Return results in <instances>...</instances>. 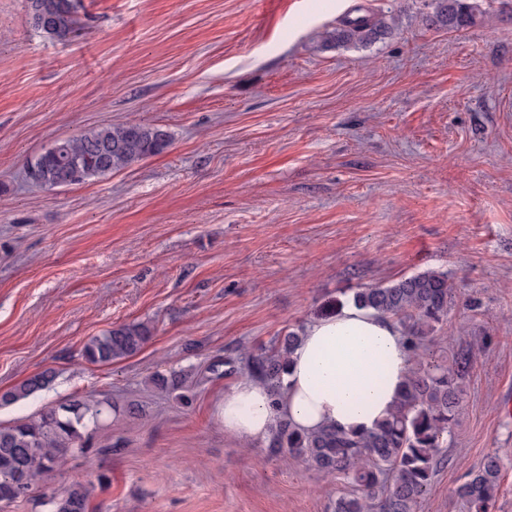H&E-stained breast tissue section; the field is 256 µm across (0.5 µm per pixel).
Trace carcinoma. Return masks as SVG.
<instances>
[{"instance_id": "obj_1", "label": "carcinoma", "mask_w": 512, "mask_h": 512, "mask_svg": "<svg viewBox=\"0 0 512 512\" xmlns=\"http://www.w3.org/2000/svg\"><path fill=\"white\" fill-rule=\"evenodd\" d=\"M56 5L51 26L32 23L43 36L63 39L79 26L77 11L68 0H48ZM483 15L482 0H436L431 23L457 31L472 27ZM384 21L370 16L348 18L327 32L326 41L366 46L385 35ZM170 144L166 131L135 122L87 130L60 139L39 155L28 169L38 168L39 179L61 180L73 161L84 171L81 182L124 170L143 159L163 153ZM29 176L30 180L37 179ZM452 284L448 273L429 270L401 277L385 285L361 288L352 299L358 304L396 319L405 329L413 349L433 341L448 320ZM152 336L145 323H129L90 337L82 355L91 364L107 365L138 353ZM300 336L290 331L278 344L249 355L243 369L249 377L278 394L283 388L289 357ZM471 371V349L453 356L451 365L412 371L397 407L374 430L346 433L336 429L305 433L281 422L269 444V454H288L316 471L342 478L347 490L330 504L331 512H417L420 501L444 464L439 448L456 419L464 384ZM50 370L36 374L0 394V405H10L49 387ZM154 385L184 407L195 394L179 371L159 375ZM71 413L55 407L25 422L0 427V500H18L14 486L30 491L48 483L66 457L86 454L96 431L112 418L107 398H72ZM502 461L487 457L455 490L466 512H492L498 498ZM40 505L49 512H89V490L73 484L58 493L43 495Z\"/></svg>"}]
</instances>
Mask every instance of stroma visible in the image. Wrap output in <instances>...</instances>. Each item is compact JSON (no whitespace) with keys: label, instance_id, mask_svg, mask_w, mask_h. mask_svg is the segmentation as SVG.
Segmentation results:
<instances>
[{"label":"stroma","instance_id":"35a3bbf8","mask_svg":"<svg viewBox=\"0 0 512 512\" xmlns=\"http://www.w3.org/2000/svg\"><path fill=\"white\" fill-rule=\"evenodd\" d=\"M470 28L432 25L433 0H80L50 40L27 0H0V425L65 400L118 409L55 487L90 485V512H327L344 488L225 433L245 380L218 358L270 348L361 288L448 272L442 336L414 364L481 348L419 512L504 462L492 512H512V0ZM390 32L336 47L351 11ZM140 122L168 149L53 190L27 176L56 140ZM142 322L137 354L88 363V338ZM181 370L185 407L153 378ZM35 2H50L56 5L55 18L51 26H42L33 21L32 27L43 36L51 39H63L74 33L79 26V16L76 7L69 6L70 0H31ZM54 379V373L50 370L36 374L12 390L0 394V405H10L26 399L49 387Z\"/></svg>","mask_w":512,"mask_h":512}]
</instances>
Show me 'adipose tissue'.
Wrapping results in <instances>:
<instances>
[{"mask_svg": "<svg viewBox=\"0 0 512 512\" xmlns=\"http://www.w3.org/2000/svg\"><path fill=\"white\" fill-rule=\"evenodd\" d=\"M411 371L401 326L350 301L306 325L280 395L254 380L225 394L224 430L247 445L270 440L284 418L306 432L369 431L396 405Z\"/></svg>", "mask_w": 512, "mask_h": 512, "instance_id": "adipose-tissue-1", "label": "adipose tissue"}]
</instances>
